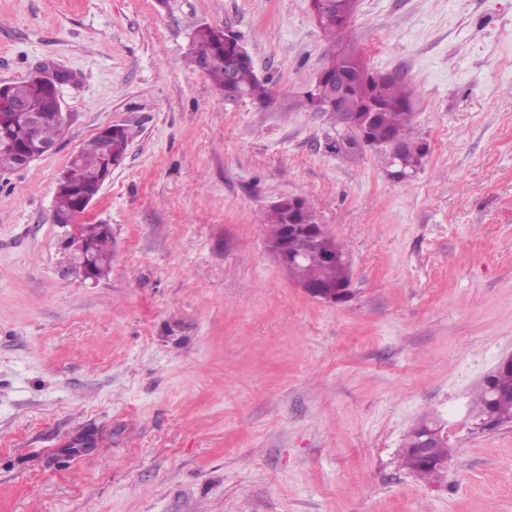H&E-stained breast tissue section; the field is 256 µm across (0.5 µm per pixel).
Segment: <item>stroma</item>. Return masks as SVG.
<instances>
[{
    "label": "stroma",
    "instance_id": "stroma-1",
    "mask_svg": "<svg viewBox=\"0 0 512 512\" xmlns=\"http://www.w3.org/2000/svg\"><path fill=\"white\" fill-rule=\"evenodd\" d=\"M202 25L269 101L190 65ZM339 41L414 87L408 179L305 106L331 45L309 0H0V82L71 76L56 151L0 171V512H512V422L471 409L512 355V0H358ZM111 124L134 137L84 217L114 240L91 283L53 205ZM285 196L348 302L267 251ZM427 416L456 450L438 484L402 463Z\"/></svg>",
    "mask_w": 512,
    "mask_h": 512
}]
</instances>
